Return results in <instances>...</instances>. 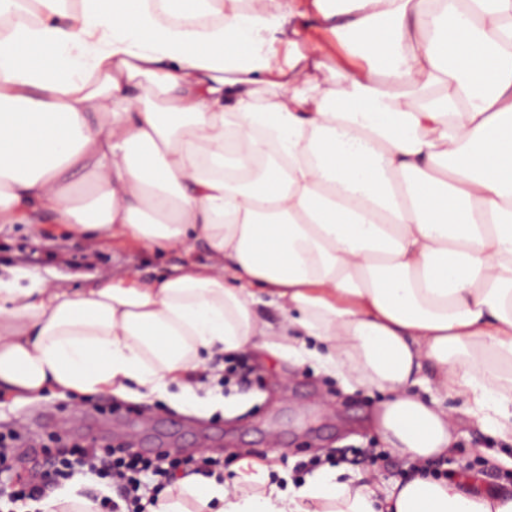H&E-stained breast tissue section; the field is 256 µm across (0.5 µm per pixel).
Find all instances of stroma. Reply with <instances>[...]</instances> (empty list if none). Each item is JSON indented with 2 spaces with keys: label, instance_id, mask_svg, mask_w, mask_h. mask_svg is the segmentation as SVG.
<instances>
[{
  "label": "stroma",
  "instance_id": "1",
  "mask_svg": "<svg viewBox=\"0 0 512 512\" xmlns=\"http://www.w3.org/2000/svg\"><path fill=\"white\" fill-rule=\"evenodd\" d=\"M203 249L189 244L163 251L121 242L71 236L47 216L30 224L0 227V274L27 270L51 287L79 288L116 276L149 280L205 261ZM223 378L207 376L197 398L184 403L170 385L142 397L109 398L105 394L51 393L31 403L0 398V426L22 431L28 445L68 450L69 420L84 417L97 403L112 402V445L147 451L180 448L189 459V475L232 481L242 457L272 459L292 482L302 481L315 465L344 464L362 475L405 479L413 465L391 453L371 425L376 391L348 390L341 377L325 374L314 359L293 360L243 350L225 357ZM247 385H239V372ZM458 437L455 450L440 460V476L471 478L484 488L512 487V444L492 437L448 398ZM216 456L218 467L205 469L204 457Z\"/></svg>",
  "mask_w": 512,
  "mask_h": 512
}]
</instances>
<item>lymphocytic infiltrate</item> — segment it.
Returning <instances> with one entry per match:
<instances>
[{"mask_svg": "<svg viewBox=\"0 0 512 512\" xmlns=\"http://www.w3.org/2000/svg\"><path fill=\"white\" fill-rule=\"evenodd\" d=\"M20 435L14 430L0 431V474H8V490H0V501L7 512H19L29 502L47 496L61 481L71 479L76 471L94 476L118 496L111 502L112 512H147L159 494L177 478L183 458L164 453L116 452L111 446H76L67 453L44 449L41 463L31 475L12 472L10 460L22 455Z\"/></svg>", "mask_w": 512, "mask_h": 512, "instance_id": "f902f5d3", "label": "lymphocytic infiltrate"}]
</instances>
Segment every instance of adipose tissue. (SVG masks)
Here are the masks:
<instances>
[{"instance_id":"1","label":"adipose tissue","mask_w":512,"mask_h":512,"mask_svg":"<svg viewBox=\"0 0 512 512\" xmlns=\"http://www.w3.org/2000/svg\"><path fill=\"white\" fill-rule=\"evenodd\" d=\"M177 2L0 0V224L208 257L86 288L12 270L0 394L125 397L217 350L309 354L383 394L372 424L415 475L295 485L243 458L150 512H512L428 471L455 448L443 396L512 443V0Z\"/></svg>"}]
</instances>
